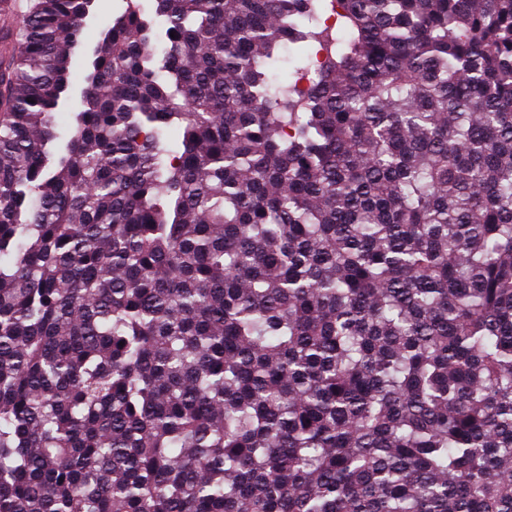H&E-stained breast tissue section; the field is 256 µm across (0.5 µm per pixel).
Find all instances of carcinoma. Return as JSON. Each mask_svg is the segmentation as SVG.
Masks as SVG:
<instances>
[{"label": "carcinoma", "mask_w": 512, "mask_h": 512, "mask_svg": "<svg viewBox=\"0 0 512 512\" xmlns=\"http://www.w3.org/2000/svg\"><path fill=\"white\" fill-rule=\"evenodd\" d=\"M94 2L0 46V512H512V0H127L53 152Z\"/></svg>", "instance_id": "cac0c4a2"}]
</instances>
